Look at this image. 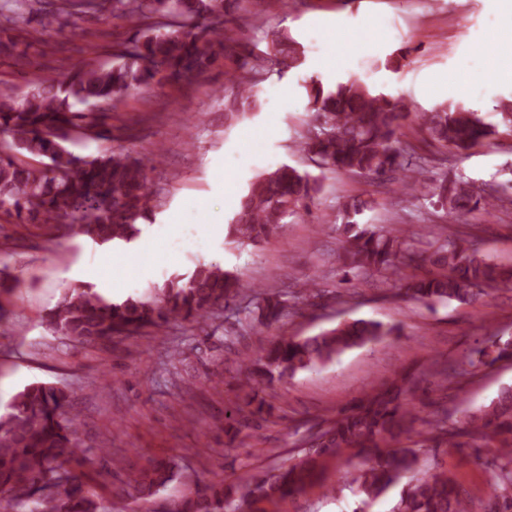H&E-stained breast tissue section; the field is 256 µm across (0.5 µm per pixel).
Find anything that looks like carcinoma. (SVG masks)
<instances>
[{
    "mask_svg": "<svg viewBox=\"0 0 512 512\" xmlns=\"http://www.w3.org/2000/svg\"><path fill=\"white\" fill-rule=\"evenodd\" d=\"M109 14L135 24L137 36L112 49L108 63L80 62L59 76L37 75L18 93L0 84V212L17 224H65L102 246L130 241L141 233V222H154L159 193L149 184L142 160L112 149L80 157L65 143L75 139L110 143L119 139L108 123L111 113L132 92L165 84H192L208 72L233 42V28L224 20V0H0V57L22 60L25 48L38 40L19 26L36 15L41 31L62 17ZM255 72L278 68L280 75L305 64L301 44L290 35L273 41L270 51H250ZM227 119L239 120L259 110L257 91L237 81ZM312 119L300 132L296 147L314 162L319 174L288 163L252 181L227 224L226 243L234 247L256 244L274 234L288 219L313 215L322 191L320 175L344 172L373 180L403 175L421 186L429 164L447 166L450 149L464 151L490 139L496 127L470 109L447 103L417 112L414 103L369 88L349 77L330 89L309 78L301 84ZM416 118L438 145L431 159L416 157L401 129ZM432 204L456 218L476 209L495 211L512 204V193L489 185L477 189L462 176L443 173L432 182ZM372 209V202L352 198L335 224L341 242L340 281L350 284L369 273L390 278L403 267H431L422 276L404 279L402 287L417 301L431 305L457 301L467 304L489 291L512 285V265L488 259L474 238L448 234L439 224L427 225L425 249H418L401 229L383 224H360L356 217ZM17 288V279L0 276V317ZM318 284L304 283L298 292H254L250 312L267 325L278 323L301 300L318 295ZM240 284L216 264L200 265L189 275H177L151 298L128 297L112 302L88 287L65 297L49 313L55 332L80 343H97L114 336L158 328L171 320L197 321L228 309L240 297ZM395 328L356 319L315 336H281L241 370L256 382L292 377L322 365L343 351L393 335ZM512 358V341L492 336L472 367H487ZM407 377L383 392H373L343 410L316 437L317 456L288 460L276 469L250 477L247 489L220 478L172 505V512H249L255 499H284L304 487L321 457H338L356 449L372 461L357 478L363 505L408 477L396 512H471L447 476L415 473L416 452L391 444L408 433L420 418L409 398ZM69 394L35 382L10 397L0 409V512H99L80 465L77 420L62 416ZM254 408L235 418L229 429L258 426L269 415L265 401L253 396ZM491 431L505 436L495 449L493 495L495 512H512V387L503 388L485 409L462 411L453 426L436 420L428 438L431 448L462 446L461 438ZM123 473L114 493L119 500L139 502L145 512L160 489L177 475L171 460H155L136 467L126 459H112Z\"/></svg>",
    "mask_w": 512,
    "mask_h": 512,
    "instance_id": "1",
    "label": "carcinoma"
}]
</instances>
